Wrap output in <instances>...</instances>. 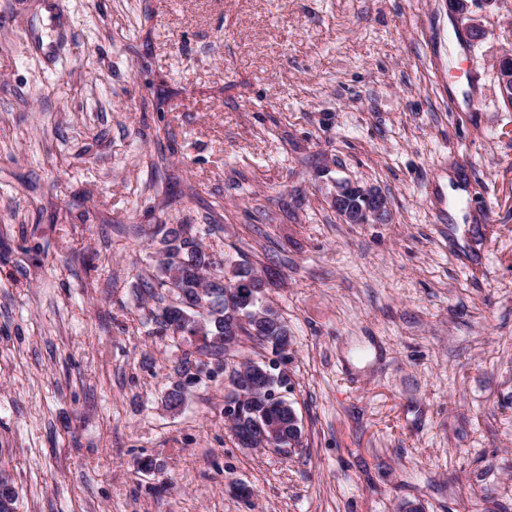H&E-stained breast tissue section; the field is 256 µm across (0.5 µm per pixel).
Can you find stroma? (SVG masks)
I'll return each instance as SVG.
<instances>
[{
    "label": "stroma",
    "instance_id": "obj_1",
    "mask_svg": "<svg viewBox=\"0 0 512 512\" xmlns=\"http://www.w3.org/2000/svg\"><path fill=\"white\" fill-rule=\"evenodd\" d=\"M45 3L0 0L14 512H512V0ZM160 224L270 280L300 451L236 445L223 376L166 407ZM358 191L362 195H353L350 201L361 204L359 207L347 206L348 197ZM328 199L336 213L346 224L383 223L388 217V202L385 195L373 188H363L346 180H336L332 184ZM364 204V205H363Z\"/></svg>",
    "mask_w": 512,
    "mask_h": 512
}]
</instances>
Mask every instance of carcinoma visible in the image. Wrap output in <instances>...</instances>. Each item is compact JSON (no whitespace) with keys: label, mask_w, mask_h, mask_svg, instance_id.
Wrapping results in <instances>:
<instances>
[{"label":"carcinoma","mask_w":512,"mask_h":512,"mask_svg":"<svg viewBox=\"0 0 512 512\" xmlns=\"http://www.w3.org/2000/svg\"><path fill=\"white\" fill-rule=\"evenodd\" d=\"M182 230L181 224L169 228L163 225L160 228L163 232L160 242L168 244L172 250V257L178 260L176 280L170 281L169 266L159 260L156 273L145 281L142 287L148 291L158 289L171 294V302L158 308L154 320L158 325V333L174 341L184 338L185 332L192 329L191 324L182 322L179 312L185 310L187 304L197 305L200 301H205L206 307L196 313V316L203 324L205 335L210 339L216 337L218 341L210 342L199 350V353L224 359L227 379L248 393V398L239 406L235 421V428L247 430L266 419L270 412L268 396L263 391L252 390V386L263 378L269 389L275 390L280 377L274 371L268 376L265 375L264 371L268 370V366L261 359L234 363L233 355L224 347V332L234 326L237 328L235 336L232 337L234 343L237 344L245 338L269 349L290 343L288 323L275 307L270 306L264 310V321L267 326L265 335H253L249 322L242 321V318H248L251 312L261 309L266 299L261 297L255 304L246 301L241 306L230 307L224 302V293L239 279L249 278L255 282L257 288L265 287L264 279L253 268L240 264L234 270V275L229 280H224V277L217 274V262L212 260V256L206 252L202 244L194 238L190 240L183 237ZM292 411V405L283 402L278 404L280 432L285 441L298 438V429L295 428L291 417ZM15 496V488L11 482L1 478L0 512H10Z\"/></svg>","instance_id":"1"}]
</instances>
